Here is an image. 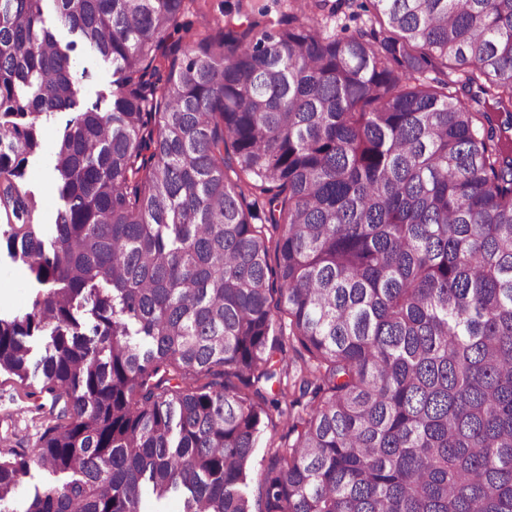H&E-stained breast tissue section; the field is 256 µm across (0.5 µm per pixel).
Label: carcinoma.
<instances>
[{"mask_svg": "<svg viewBox=\"0 0 512 512\" xmlns=\"http://www.w3.org/2000/svg\"><path fill=\"white\" fill-rule=\"evenodd\" d=\"M355 5L373 28L324 32ZM191 13L0 0V248L38 285L0 373L52 398L0 508L34 463L22 512H512V0ZM79 43L104 111L76 110ZM66 111L47 231L24 165ZM75 54L78 69L88 71L83 83L81 105L92 106L98 102L102 109L106 108L112 90V64L87 54L80 45ZM287 433L288 421L286 416H279L277 413H274L272 421L268 423L258 440L257 448H254L253 463L255 473L260 472L272 449L284 444ZM49 483H51L50 475L36 466H32L29 474L23 478V484L18 490L15 505L22 506L27 494L32 492L35 486L41 488Z\"/></svg>", "mask_w": 512, "mask_h": 512, "instance_id": "carcinoma-1", "label": "carcinoma"}]
</instances>
